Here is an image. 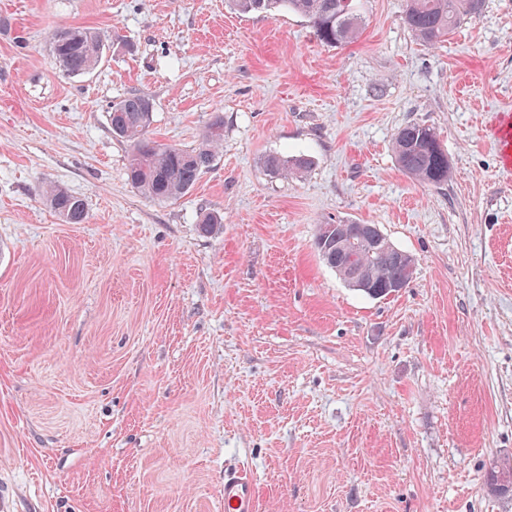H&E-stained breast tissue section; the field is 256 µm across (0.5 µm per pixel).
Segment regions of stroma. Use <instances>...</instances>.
<instances>
[{
  "mask_svg": "<svg viewBox=\"0 0 512 512\" xmlns=\"http://www.w3.org/2000/svg\"><path fill=\"white\" fill-rule=\"evenodd\" d=\"M357 9L361 36L330 46L225 0H0V486L36 512H224L230 465L254 512H512L486 481L512 460V0L433 48L403 0ZM60 27L105 36L89 73L55 62ZM134 90L159 143L224 121L179 198L127 179L109 111ZM410 123L434 128L445 184L397 164ZM299 153L303 177L263 165ZM320 224L378 225L409 285L349 288ZM43 195L55 213L66 223L80 224L84 221L86 203L83 199L55 186L43 190Z\"/></svg>",
  "mask_w": 512,
  "mask_h": 512,
  "instance_id": "stroma-1",
  "label": "stroma"
}]
</instances>
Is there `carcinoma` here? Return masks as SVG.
<instances>
[{
	"mask_svg": "<svg viewBox=\"0 0 512 512\" xmlns=\"http://www.w3.org/2000/svg\"><path fill=\"white\" fill-rule=\"evenodd\" d=\"M484 0H404L405 24L425 45L434 47L447 38L467 17L479 14ZM230 9L242 13L274 14L293 12L311 24L317 38L328 45L351 42L361 34L355 0H227ZM52 56L72 75L84 74L101 61L102 35L91 29L59 28L50 39ZM152 100L144 92L133 91L113 104L109 114L112 134L132 146L128 161L130 184L145 197L158 202L186 193L210 167L224 139L223 123L213 122L203 140L190 150L157 143L148 136L152 121ZM399 167L413 179L441 185L448 181V157L437 141L433 128L411 123L401 128L394 141ZM266 169L274 175L299 177L311 166L304 155H269ZM55 213L69 224H80L86 217V203L66 190L50 186L43 190ZM364 224H344L342 234L353 241L346 258L336 260V225L320 224L315 248L322 261L345 279L352 262L364 268L368 282L360 292L370 298L390 295L391 285L412 279V255L383 240L385 248L365 243ZM492 484L512 488V464H502L491 474Z\"/></svg>",
	"mask_w": 512,
	"mask_h": 512,
	"instance_id": "obj_1",
	"label": "carcinoma"
}]
</instances>
